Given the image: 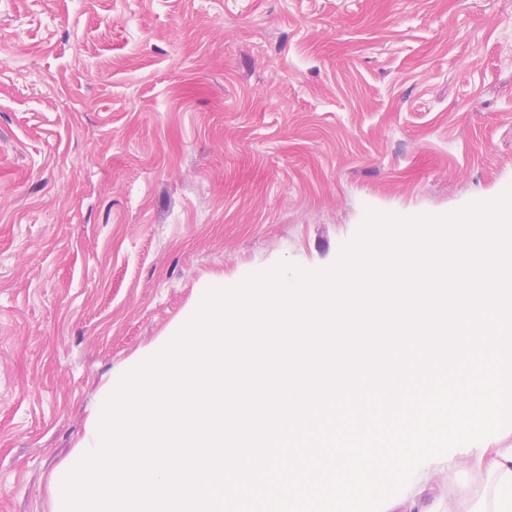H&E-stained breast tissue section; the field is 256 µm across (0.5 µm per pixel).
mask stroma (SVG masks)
Segmentation results:
<instances>
[{"label": "stroma", "instance_id": "35a3bbf8", "mask_svg": "<svg viewBox=\"0 0 512 512\" xmlns=\"http://www.w3.org/2000/svg\"><path fill=\"white\" fill-rule=\"evenodd\" d=\"M510 188L512 0H0V512L213 278Z\"/></svg>", "mask_w": 512, "mask_h": 512}]
</instances>
